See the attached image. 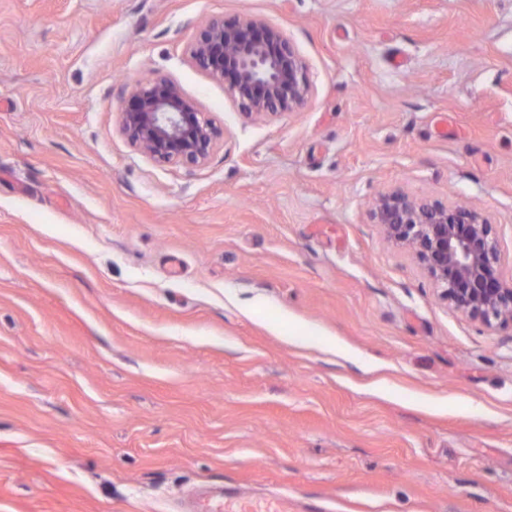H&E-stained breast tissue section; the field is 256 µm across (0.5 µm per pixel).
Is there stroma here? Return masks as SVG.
Listing matches in <instances>:
<instances>
[{"instance_id": "1", "label": "stroma", "mask_w": 512, "mask_h": 512, "mask_svg": "<svg viewBox=\"0 0 512 512\" xmlns=\"http://www.w3.org/2000/svg\"><path fill=\"white\" fill-rule=\"evenodd\" d=\"M215 16L284 32L299 110L193 65ZM159 75L202 165L120 130ZM393 189L512 273V0H0V512H512V328L384 238Z\"/></svg>"}]
</instances>
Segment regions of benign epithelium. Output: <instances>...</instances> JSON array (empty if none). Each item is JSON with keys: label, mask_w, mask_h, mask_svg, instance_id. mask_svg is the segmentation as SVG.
<instances>
[{"label": "benign epithelium", "mask_w": 512, "mask_h": 512, "mask_svg": "<svg viewBox=\"0 0 512 512\" xmlns=\"http://www.w3.org/2000/svg\"><path fill=\"white\" fill-rule=\"evenodd\" d=\"M194 64L228 82L243 114L263 119L293 112L310 93L307 66L287 36L258 17H215L190 44ZM122 133L159 162L204 163L222 132L172 80L158 76L131 87L120 110ZM375 223L408 250L454 309L487 326H512V277L500 271L494 225L463 205L380 195Z\"/></svg>", "instance_id": "benign-epithelium-1"}]
</instances>
